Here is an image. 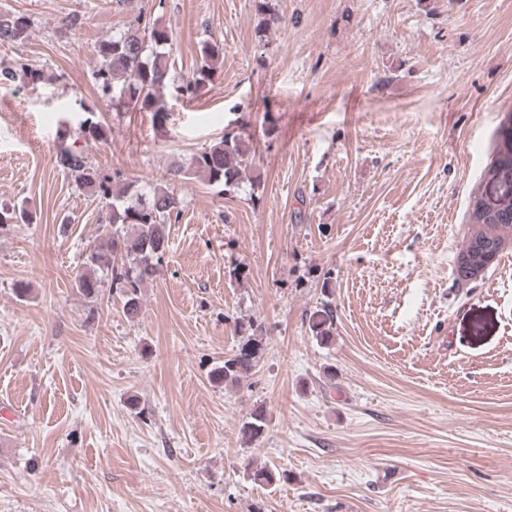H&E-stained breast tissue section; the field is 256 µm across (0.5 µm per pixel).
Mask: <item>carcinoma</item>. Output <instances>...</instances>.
Listing matches in <instances>:
<instances>
[{"label":"carcinoma","instance_id":"1","mask_svg":"<svg viewBox=\"0 0 512 512\" xmlns=\"http://www.w3.org/2000/svg\"><path fill=\"white\" fill-rule=\"evenodd\" d=\"M129 14L126 26L103 38L97 46L96 80L101 94L111 100L117 112H150L156 122L167 118L162 90L171 88L193 100L212 87L213 63L224 55L221 44L207 43L201 50V62L193 77L179 81L171 74L172 64L167 46L172 44L173 30L147 18L143 0H118ZM31 28L25 14L0 10V44L23 43ZM42 72L35 66L16 60L0 61V86L18 80L38 82ZM81 138L105 139L102 124L87 116L79 126ZM251 154L250 138L244 132H229L196 152L185 169L174 175L192 176L217 187L224 194H235L245 180L260 188L261 174L248 175ZM57 167L70 175L89 196L108 208L112 231L88 246L76 273L74 286L90 302L98 300L105 283L119 290L125 298L124 314L135 319L141 311V289L156 280L162 261L169 250L170 224L179 216L180 202L169 188L142 191L133 184L117 192L112 179L102 174L89 160L88 153L76 143L60 141L56 151ZM483 210L469 209V223L480 225L479 238L467 237L463 251L497 239L504 226L512 225V157L496 153L479 186ZM35 211L28 207L0 205V229L9 224H31ZM334 312L331 305L310 314L308 327L312 336L325 342L333 336ZM242 340L236 353L224 364L210 371L216 383L238 384L248 377L264 350L261 326L251 322L241 326ZM266 417L254 411L243 424L242 432L251 440L261 434Z\"/></svg>","mask_w":512,"mask_h":512}]
</instances>
